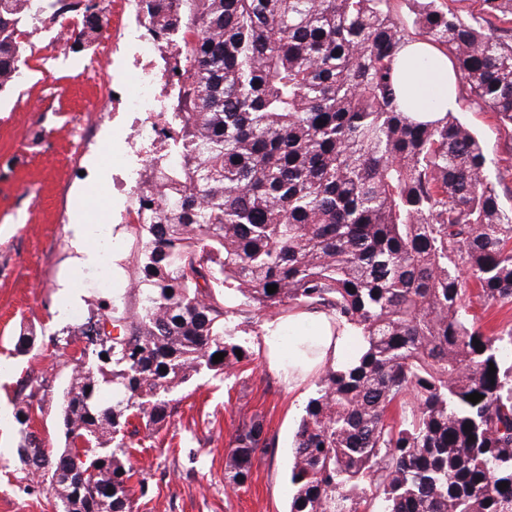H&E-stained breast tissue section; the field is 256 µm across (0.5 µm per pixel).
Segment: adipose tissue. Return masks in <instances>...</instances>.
Listing matches in <instances>:
<instances>
[{
	"mask_svg": "<svg viewBox=\"0 0 512 512\" xmlns=\"http://www.w3.org/2000/svg\"><path fill=\"white\" fill-rule=\"evenodd\" d=\"M399 57L405 81L432 88L449 108H456V99L448 95V59L432 46L415 41L402 48ZM88 203L77 199L71 211L69 228L75 250L76 268L92 267L100 263L101 254L92 244V231L86 224ZM292 329L287 349L275 344L282 327ZM263 344L268 348L266 366L279 373L288 391L303 393L311 378L325 365H341L348 359L352 337L348 330L337 328L331 315L325 311L298 308L289 312L287 323L274 320L264 325Z\"/></svg>",
	"mask_w": 512,
	"mask_h": 512,
	"instance_id": "1",
	"label": "adipose tissue"
}]
</instances>
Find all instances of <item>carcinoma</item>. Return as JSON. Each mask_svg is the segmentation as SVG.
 I'll list each match as a JSON object with an SVG mask.
<instances>
[{
    "instance_id": "carcinoma-1",
    "label": "carcinoma",
    "mask_w": 512,
    "mask_h": 512,
    "mask_svg": "<svg viewBox=\"0 0 512 512\" xmlns=\"http://www.w3.org/2000/svg\"><path fill=\"white\" fill-rule=\"evenodd\" d=\"M391 2L136 0L156 35L193 34L165 116L179 159L146 166L127 225L139 305L89 315L64 447L31 439L21 416L36 392L15 412L18 460L57 512H134L133 421L154 433L202 370L250 358L226 317L295 306L327 311L364 350L326 367L304 407L288 512H512V327L485 335L467 303L512 301V210L480 140L452 111L414 120L396 70L406 44L435 45L458 87L512 129V0H482L498 20L484 25L412 0L413 32ZM106 12L105 0H0V93L32 48L28 22L77 18L66 44L87 52ZM268 447L262 422L243 424L227 479L244 485Z\"/></svg>"
}]
</instances>
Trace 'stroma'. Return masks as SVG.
I'll return each instance as SVG.
<instances>
[{
    "label": "stroma",
    "mask_w": 512,
    "mask_h": 512,
    "mask_svg": "<svg viewBox=\"0 0 512 512\" xmlns=\"http://www.w3.org/2000/svg\"><path fill=\"white\" fill-rule=\"evenodd\" d=\"M56 31V24H37L18 82L0 94V512H56L54 493L17 464L14 412L38 388L42 410L33 431L46 447H61L60 399L75 350L85 344L80 327L91 301L120 296L136 302L132 239L119 226L130 199L115 189L105 150L109 144L123 148L117 132L126 116L100 105L107 87L122 81L132 50L119 43L106 78H87V53L56 45ZM455 114L482 139L501 202L511 209L512 132L467 96ZM93 188L112 208H94L90 221L116 227L118 247L73 275L81 302L62 314L54 294L73 257L70 212L74 200ZM227 328L252 359L229 375L202 372L176 393L175 410L160 432L142 438L133 461L148 493L138 512L288 508L291 446L308 398L287 392L266 369L262 323L247 325L233 316ZM253 417L262 420L273 446L257 454L247 483L233 489L225 477L227 454L236 429Z\"/></svg>",
    "instance_id": "obj_1"
}]
</instances>
